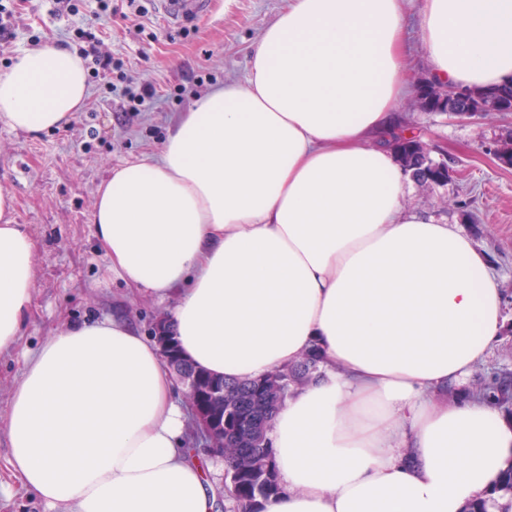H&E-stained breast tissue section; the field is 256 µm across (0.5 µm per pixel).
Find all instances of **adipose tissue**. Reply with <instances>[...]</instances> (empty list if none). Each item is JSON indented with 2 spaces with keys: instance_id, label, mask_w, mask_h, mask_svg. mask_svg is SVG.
I'll return each instance as SVG.
<instances>
[{
  "instance_id": "obj_1",
  "label": "adipose tissue",
  "mask_w": 512,
  "mask_h": 512,
  "mask_svg": "<svg viewBox=\"0 0 512 512\" xmlns=\"http://www.w3.org/2000/svg\"><path fill=\"white\" fill-rule=\"evenodd\" d=\"M403 0H291L263 31L245 85L172 127L158 158L112 170L93 223L105 273L173 301L180 351L243 381L327 357L269 430L281 492L264 512H467L512 469V424L478 397L440 404L503 329L488 262L453 226L404 203L409 180L372 140L398 123ZM436 82L512 80V0H426ZM83 60L26 50L0 73V123L67 126ZM0 187V354L33 300L35 242ZM10 463L65 512H213L186 439L190 410L155 342L103 318L26 355L8 411Z\"/></svg>"
}]
</instances>
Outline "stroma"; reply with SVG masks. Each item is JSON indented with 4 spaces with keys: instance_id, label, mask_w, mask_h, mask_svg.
<instances>
[{
    "instance_id": "35a3bbf8",
    "label": "stroma",
    "mask_w": 512,
    "mask_h": 512,
    "mask_svg": "<svg viewBox=\"0 0 512 512\" xmlns=\"http://www.w3.org/2000/svg\"><path fill=\"white\" fill-rule=\"evenodd\" d=\"M112 2L120 13L104 27L105 47L124 58L132 83L153 85L149 105L133 111L121 92L105 93L93 82L85 107L64 128L30 135L0 124V186L16 199L15 219L36 243L37 267L18 347L0 356V416L25 353L54 332L116 315L149 337L156 320L168 315L170 303L139 296L120 278H104L92 221L97 189L111 169L156 155L198 94L245 83L255 42L289 0H211L206 16L177 25L166 21L156 0ZM425 2L405 0L408 87L397 112L420 129L429 157L447 164L452 178L410 181L405 204L456 226L486 256L503 297L504 322L512 325V166L494 156L512 117L493 112L462 120L418 108V86L431 76L418 37ZM53 9L52 0H25L16 40L0 43V73L31 48L30 30L40 31L43 43L68 44L72 19L54 16ZM9 458L0 428V512H61L21 487Z\"/></svg>"
}]
</instances>
